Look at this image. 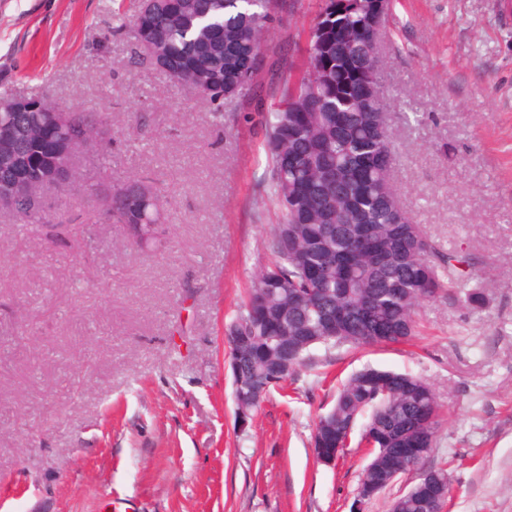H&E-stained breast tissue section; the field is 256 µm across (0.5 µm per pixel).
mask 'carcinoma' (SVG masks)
I'll use <instances>...</instances> for the list:
<instances>
[{
	"label": "carcinoma",
	"mask_w": 512,
	"mask_h": 512,
	"mask_svg": "<svg viewBox=\"0 0 512 512\" xmlns=\"http://www.w3.org/2000/svg\"><path fill=\"white\" fill-rule=\"evenodd\" d=\"M274 7L293 15L303 0H137L128 30L152 65L172 84L196 87L217 118L224 98L255 88L265 68L277 75L282 105L261 115L270 167L262 204H274L281 215L272 230L273 261L259 269L226 329L243 377L234 401L246 416L286 380L274 375L276 367L290 356L301 361L310 340L333 336L339 344L370 345L369 329L382 322L396 329L398 343L415 334L422 304L445 292L468 308L484 303L480 289L453 286L460 277L479 278L475 264L441 256L397 200L390 113H402L409 127L419 119L406 103L391 100L384 65L373 67L385 27H370L372 0H315L298 66L285 58L290 42L262 40ZM1 96L13 109L0 112V183L25 190L30 207L15 215L22 230L40 229L52 246L92 253L95 226L123 224L134 235L164 219L166 192L148 180L112 177L111 113L64 109L6 87ZM86 154L91 167L73 166L60 177L61 163ZM52 184L63 196L72 185L82 189L88 207L82 225L40 214ZM368 374L365 368L341 386L317 428L341 434L358 428L362 440H374L377 455L401 447L394 426L412 420L433 445L439 405L432 386L416 377L418 395H382L363 384ZM389 480L368 468L362 488ZM391 512L428 510L404 494Z\"/></svg>",
	"instance_id": "obj_1"
}]
</instances>
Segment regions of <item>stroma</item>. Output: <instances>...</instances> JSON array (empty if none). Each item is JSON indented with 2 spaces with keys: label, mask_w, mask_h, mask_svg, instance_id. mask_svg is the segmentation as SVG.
Segmentation results:
<instances>
[{
  "label": "stroma",
  "mask_w": 512,
  "mask_h": 512,
  "mask_svg": "<svg viewBox=\"0 0 512 512\" xmlns=\"http://www.w3.org/2000/svg\"><path fill=\"white\" fill-rule=\"evenodd\" d=\"M120 4L0 0V79L111 113L114 177L156 179L173 216L145 254L120 225L97 227L87 259L0 208V512H389L410 476L361 504L368 446L330 466L313 447L337 388L367 367L434 387L425 464L448 471L444 512H512V0H392L381 48L423 118L412 133L391 120L399 202L441 253L476 262L484 307L441 297L409 342L314 345L244 425L225 326L273 258L259 113L280 93L261 72L215 124L131 39L93 45Z\"/></svg>",
  "instance_id": "35a3bbf8"
}]
</instances>
